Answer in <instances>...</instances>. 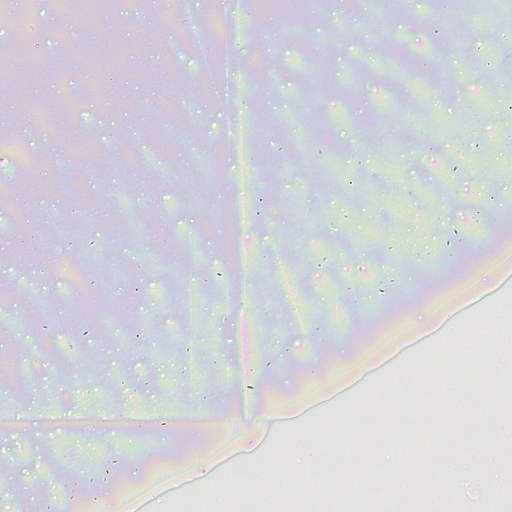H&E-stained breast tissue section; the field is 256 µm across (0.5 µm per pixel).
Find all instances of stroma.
<instances>
[{
  "mask_svg": "<svg viewBox=\"0 0 512 512\" xmlns=\"http://www.w3.org/2000/svg\"><path fill=\"white\" fill-rule=\"evenodd\" d=\"M33 39L11 53L16 72L0 100V137L24 142L19 189L38 182L25 206L0 208V350L19 371L0 374V458L9 485L0 512H141L150 491L166 486L157 512L194 500L199 512H350L353 499H383L407 512L426 497L439 458L457 504L477 505L492 487V424L512 391L504 364L512 358V301L475 312L473 334L431 345L375 381L359 397L319 416L295 437H265L264 454L213 467L239 434L245 367L237 349L240 310L229 288L237 246L260 239L268 254L255 263L248 302L251 351L262 370L258 412L276 415L335 384L453 307L486 274L498 253L512 252V139L500 123L512 89V49L497 22L512 19V0H459L439 14L425 0H307L304 15L267 14L263 25L240 12L241 58L258 76L248 95L254 139L261 145L246 170L252 195L264 193L265 161L288 159L262 211L240 222L235 179L221 149L228 133L223 99L198 97L201 85L224 83L222 48L207 49L214 0L168 28L178 0H112L95 23L62 15L56 0H27ZM117 43L120 66L112 95L95 90L97 68L84 47ZM409 45L421 76L404 80L376 51L386 38ZM344 97L312 93V59ZM66 61L65 81L36 79L29 63ZM183 76L167 81L170 71ZM75 97L60 121L19 126L26 100ZM331 124L309 137V113ZM478 131L497 177L469 174V135ZM220 173L200 182L206 159ZM331 167L339 195L315 189L318 165ZM81 188L69 193L68 184ZM78 213L93 247L78 253L64 222ZM131 225L122 243L112 227ZM292 225L289 237L281 225ZM33 246L19 250L17 235ZM189 240L181 248L177 237ZM115 271L95 333L75 319L82 260ZM289 270L291 296L280 292ZM181 276L190 301L164 305L161 280ZM140 324L126 335L127 320ZM68 413L60 424H16L15 409ZM142 418L169 416L173 429H82L104 411ZM192 447H182V439ZM325 459L305 469L310 457ZM187 470L205 473L184 480ZM271 474L272 490L250 486Z\"/></svg>",
  "mask_w": 512,
  "mask_h": 512,
  "instance_id": "obj_1",
  "label": "stroma"
}]
</instances>
